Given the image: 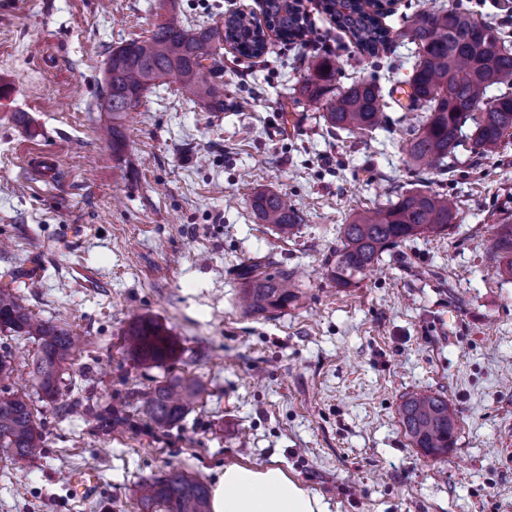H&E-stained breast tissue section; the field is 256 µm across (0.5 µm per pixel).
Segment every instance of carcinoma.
Wrapping results in <instances>:
<instances>
[{"mask_svg": "<svg viewBox=\"0 0 512 512\" xmlns=\"http://www.w3.org/2000/svg\"><path fill=\"white\" fill-rule=\"evenodd\" d=\"M298 0H265L264 20L242 13L228 26L192 27L176 14L155 25L151 35L111 52L112 85L105 87L103 107L112 113V152L123 150L121 121L140 107L144 93L156 81L177 85L189 100L210 112L224 111V61L221 45L239 55L259 58L266 44L247 38L261 25L275 30L287 42L305 40L313 30L296 15ZM324 11L348 33L361 54L380 57L390 42V30L361 0H322ZM400 36L415 45V62L405 81L408 104L393 103L421 112L406 129L408 165L418 175L455 155L463 139L477 157L497 152L512 136V48L503 33L474 14L431 6L405 18ZM336 55L317 59L300 82L299 94L321 104L327 131L350 133L386 129L382 86L375 77L360 78L344 86L337 81ZM499 93H492L493 89ZM471 123L469 134L463 133ZM260 224L271 225L281 236L295 234L300 217L285 197L269 188L256 189L248 200ZM455 202L437 191L412 187L384 206L363 209L340 227V245L328 261L330 280L339 288L358 282V276L379 263L382 254L403 241L424 234H440L457 219ZM491 249L502 263V273L512 275V224H499ZM236 277L239 307L247 316H266L299 305L302 291L294 272L272 261L254 260L241 266ZM0 332L28 336L37 349L28 363L29 375L42 400L56 403L66 363L85 344L63 326L37 319L11 288L0 289ZM126 352L142 365H162L177 353L168 330L148 316L133 319L125 331ZM14 359L0 354V456L24 460L43 443L41 423L28 392L11 384ZM206 387L197 378L177 377L152 389L144 404L153 425L164 430L182 422L200 402ZM400 424L410 444L435 459L448 456L458 430L457 417L441 394L413 393L398 408ZM138 512H211L210 492L197 478L173 469L137 489Z\"/></svg>", "mask_w": 512, "mask_h": 512, "instance_id": "carcinoma-1", "label": "carcinoma"}]
</instances>
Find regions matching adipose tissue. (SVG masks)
<instances>
[{
  "mask_svg": "<svg viewBox=\"0 0 512 512\" xmlns=\"http://www.w3.org/2000/svg\"><path fill=\"white\" fill-rule=\"evenodd\" d=\"M212 512H325L320 497L277 466L230 465L217 479Z\"/></svg>",
  "mask_w": 512,
  "mask_h": 512,
  "instance_id": "1",
  "label": "adipose tissue"
}]
</instances>
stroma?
<instances>
[{"label": "stroma", "instance_id": "obj_1", "mask_svg": "<svg viewBox=\"0 0 512 512\" xmlns=\"http://www.w3.org/2000/svg\"><path fill=\"white\" fill-rule=\"evenodd\" d=\"M512 36L507 0H438ZM263 0H0V286L34 316L89 342L67 364L58 405L36 402L45 441L0 461V512H136L140 483L179 468L213 484L225 466L275 464L327 512H512V277L484 240L512 223V140L447 172L415 176L399 121L365 134L327 133L298 81L307 45L269 37L264 55L224 48L220 112L156 83L124 120L113 154L101 94L113 48L177 12L189 24L261 14ZM335 51L342 84L409 74L414 46L381 58L302 0ZM53 157L38 177L29 155ZM448 193L459 214L439 235L384 253L350 288L326 263L339 227L416 180ZM270 188L300 216L284 239L256 223L250 193ZM294 270L298 307L244 316L234 271L252 259ZM148 316L177 342L173 360L140 365L123 346ZM208 394L156 430L144 401L173 376ZM415 392L445 395L458 420L445 461L411 446L398 408ZM97 476L77 498L71 476Z\"/></svg>", "mask_w": 512, "mask_h": 512}]
</instances>
